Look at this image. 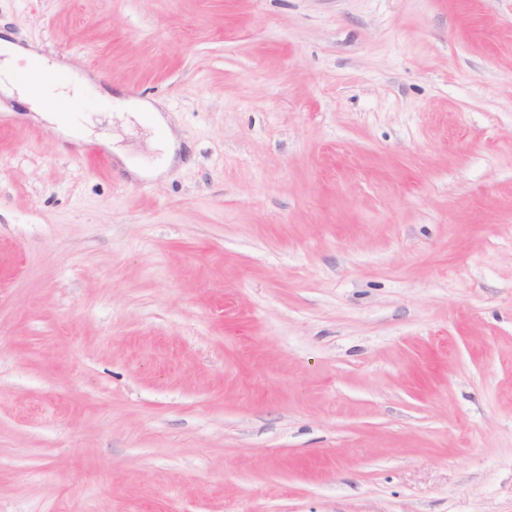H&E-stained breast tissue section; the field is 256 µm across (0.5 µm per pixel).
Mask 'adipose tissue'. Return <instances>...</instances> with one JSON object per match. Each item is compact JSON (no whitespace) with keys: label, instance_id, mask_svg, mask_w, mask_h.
I'll return each mask as SVG.
<instances>
[{"label":"adipose tissue","instance_id":"adipose-tissue-1","mask_svg":"<svg viewBox=\"0 0 512 512\" xmlns=\"http://www.w3.org/2000/svg\"><path fill=\"white\" fill-rule=\"evenodd\" d=\"M62 67L43 54L16 43L11 34L0 35V96L16 98L28 105L35 120L54 125L66 140L83 139L82 127L71 118L78 101L77 96L68 95L63 82L74 85L88 83L87 74L70 70L67 79H60ZM138 112L147 114L159 138L157 147L162 153L160 162L145 166L129 159L123 152L115 157L123 167L138 177L155 178L165 174L178 164L177 153L180 142L171 127V121L151 101L142 100L136 105Z\"/></svg>","mask_w":512,"mask_h":512}]
</instances>
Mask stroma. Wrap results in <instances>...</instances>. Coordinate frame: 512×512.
I'll use <instances>...</instances> for the list:
<instances>
[{"instance_id": "stroma-1", "label": "stroma", "mask_w": 512, "mask_h": 512, "mask_svg": "<svg viewBox=\"0 0 512 512\" xmlns=\"http://www.w3.org/2000/svg\"><path fill=\"white\" fill-rule=\"evenodd\" d=\"M0 27L93 79L85 141L0 102V512H512V0ZM135 108L138 111L135 112V114L148 113L150 123L159 135L157 147L163 153L160 162L151 166L141 165L129 159L122 151L113 147L111 142L106 141L104 146L114 153L116 160L119 161L127 171L134 174L136 177L156 178L165 174L171 167L180 162V158L177 156V151L180 149V142L173 132L170 118L165 116L153 102L141 100L135 105Z\"/></svg>"}]
</instances>
